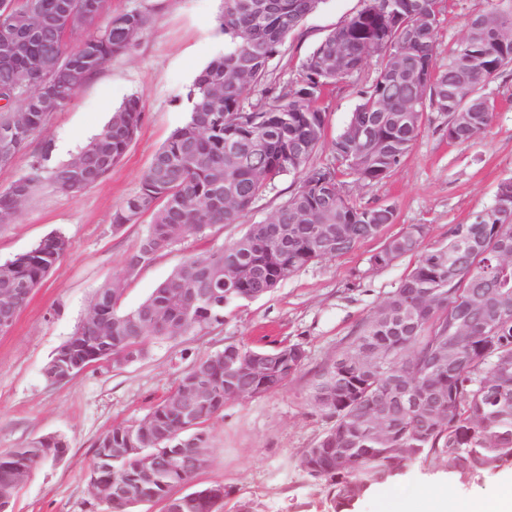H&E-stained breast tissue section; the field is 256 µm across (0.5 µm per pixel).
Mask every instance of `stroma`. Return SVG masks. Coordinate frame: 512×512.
<instances>
[{
  "label": "stroma",
  "mask_w": 512,
  "mask_h": 512,
  "mask_svg": "<svg viewBox=\"0 0 512 512\" xmlns=\"http://www.w3.org/2000/svg\"><path fill=\"white\" fill-rule=\"evenodd\" d=\"M222 6V0H108V14L147 9L151 24L130 53L112 59L49 116L9 166L0 168L2 191L29 173L43 143L52 144L53 162L67 161L107 125L126 99L136 96L142 102L144 119L135 141L100 182L73 196L42 187L12 223L0 224V264L29 251L50 233H62L68 240L67 251L32 293L12 329L0 334V453L50 435L67 444L60 461L31 473L15 497L14 512H105L87 478L102 435L116 425L142 420L205 354L229 343L271 348L282 342L305 350L304 365L276 391L226 403L206 426V466L178 491L224 485L229 492L224 512H237L242 502L253 512H331L322 487L298 466L303 449L327 426L308 402L311 379L415 263L408 255L376 269L371 255L386 237L410 224L428 226L425 247L445 244L451 226L471 222L476 212L493 203L499 183L512 179L509 65L485 87L495 102L494 118L475 140L449 142L447 115L430 111L411 152L387 178L369 185L345 181L343 192L361 204L395 205L396 221L382 236L301 269L273 293L227 314L223 324L155 342L143 359L122 368L93 366L68 381L50 384L44 369L84 317L97 288L120 282L123 307L139 305L185 255L228 245L250 225L267 221L298 180L294 173L282 176L275 192L257 201L240 223L210 227L162 252L136 273L126 274V260L146 235L150 219L145 216L117 228L112 214L137 192L154 154L186 122L189 87L224 47L218 23ZM361 6L362 0H325L273 59L274 75L283 81L292 78L317 43ZM493 9L494 0H443L438 64L447 63L469 20ZM376 68V61H369L361 72L331 87L321 102L326 140L345 128L358 89L371 82ZM427 485L445 487L459 500L490 498L512 485V470L462 485L440 471L411 469L399 484L379 487L358 501L353 512H379L388 496L415 502L416 488Z\"/></svg>",
  "instance_id": "1"
}]
</instances>
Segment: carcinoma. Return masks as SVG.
<instances>
[{
  "instance_id": "1",
  "label": "carcinoma",
  "mask_w": 512,
  "mask_h": 512,
  "mask_svg": "<svg viewBox=\"0 0 512 512\" xmlns=\"http://www.w3.org/2000/svg\"><path fill=\"white\" fill-rule=\"evenodd\" d=\"M323 2L224 0V53L196 76L186 94L187 122L155 153L138 192L112 214L117 228L150 215L127 271L214 224L237 222L283 174H299L298 184L265 223L251 225L225 248L187 256L138 306L122 307V289L111 282L98 288L92 302L106 306L102 324L109 330L79 325L75 333L107 351L112 366L143 358L156 341L223 324L243 302L395 223L394 205L357 204L341 193L340 179L369 184L388 177L411 151L427 110L448 115V140L458 144L491 125L494 108L478 85L512 64V0H496L492 14L471 18L443 66L435 62L440 0H363L305 57L295 78L273 80L271 60ZM72 4L0 0V135L8 133L11 143L0 166L76 93L65 84L66 71L78 70L89 81L129 53L151 22L141 10L100 26L106 0H81L88 23L68 50L58 35ZM53 44L61 63L48 74L37 63ZM374 55L379 71L358 92L348 122L368 128L371 137L356 142L344 130L331 143V162L312 165L323 144L325 89ZM459 84L473 91L462 105L451 97ZM257 86L263 97L251 103ZM143 118L140 98H129L102 132L61 164L51 163V144L44 143L30 173L0 192V211L17 212L44 179L68 186L69 195L96 184L124 157ZM427 234V225L411 224L370 257L377 268L406 255L416 262L311 383L310 404L329 425L302 452L299 467L323 486L332 512H348L375 486L398 482L412 467L459 482L512 469V212L492 205L471 223L451 227L440 247L423 248ZM66 249L64 235H47L0 265V289H14L23 308ZM190 288L204 298L188 302L181 290ZM306 358L295 344L229 343L196 361L146 416L148 428L141 422L117 426L99 439L95 491L104 494L108 512H132V502H161L164 512H221L227 490L221 496L209 495L206 486L173 493L209 459L207 423L230 401L281 387ZM45 376L56 384L70 373L53 358ZM190 381L203 393L191 418L178 406ZM162 436L179 456L159 460L148 479L143 458ZM50 451L40 439L0 454V512H12L23 476L48 461Z\"/></svg>"
}]
</instances>
